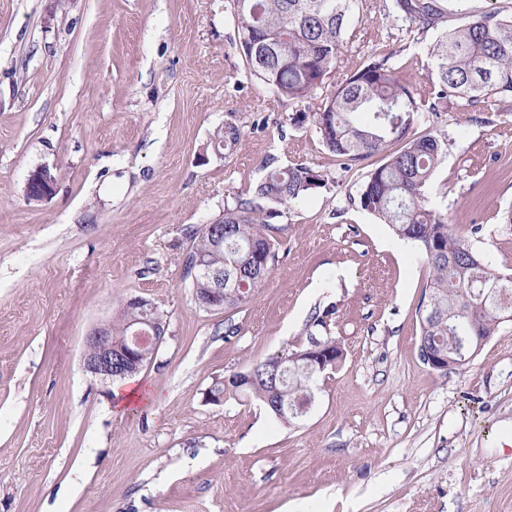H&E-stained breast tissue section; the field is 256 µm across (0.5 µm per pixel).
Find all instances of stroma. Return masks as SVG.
Segmentation results:
<instances>
[{
    "mask_svg": "<svg viewBox=\"0 0 512 512\" xmlns=\"http://www.w3.org/2000/svg\"><path fill=\"white\" fill-rule=\"evenodd\" d=\"M437 35L358 0L322 94L382 50L426 93ZM316 107L250 75L229 0H0V512H512V321L463 367L420 358L430 269L359 204L380 157L344 167L292 123ZM228 119L244 132L230 156L210 145ZM418 130L448 141L431 206L512 274V98L449 101ZM268 161L328 183L280 207L278 258L246 305L201 307L189 231ZM41 166L55 190L31 201ZM133 296L166 333L119 412L82 344ZM313 335L343 358L303 417L205 400Z\"/></svg>",
    "mask_w": 512,
    "mask_h": 512,
    "instance_id": "stroma-1",
    "label": "stroma"
}]
</instances>
